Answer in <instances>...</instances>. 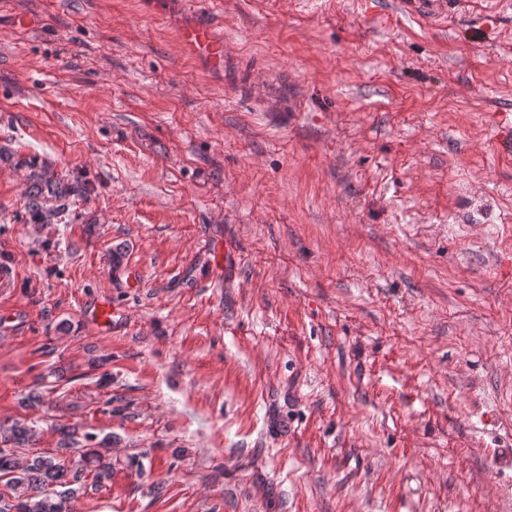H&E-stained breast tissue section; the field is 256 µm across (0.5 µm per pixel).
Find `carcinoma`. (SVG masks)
<instances>
[{"mask_svg": "<svg viewBox=\"0 0 512 512\" xmlns=\"http://www.w3.org/2000/svg\"><path fill=\"white\" fill-rule=\"evenodd\" d=\"M86 193L79 182L53 181L34 172L24 193L25 209L36 224H51L59 202ZM50 452H24L35 447L39 432L18 422L0 423V512H76L82 497L112 481V435L99 436L60 424Z\"/></svg>", "mask_w": 512, "mask_h": 512, "instance_id": "cac0c4a2", "label": "carcinoma"}]
</instances>
